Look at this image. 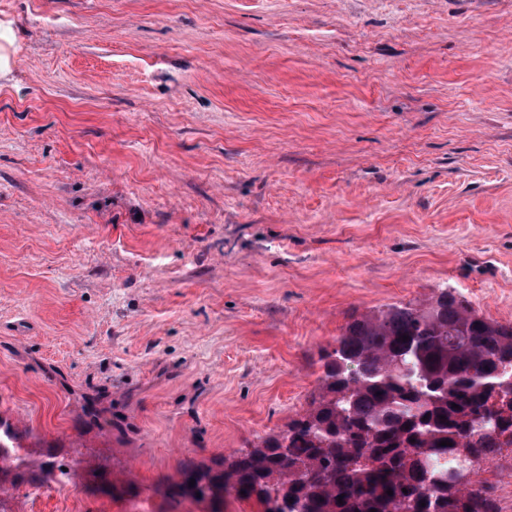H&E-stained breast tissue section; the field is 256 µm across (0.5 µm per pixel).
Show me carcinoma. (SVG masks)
<instances>
[{
  "mask_svg": "<svg viewBox=\"0 0 512 512\" xmlns=\"http://www.w3.org/2000/svg\"><path fill=\"white\" fill-rule=\"evenodd\" d=\"M320 361L317 392L285 430L184 465L167 497L229 494L263 512H501L474 476L512 448V323L442 288L422 306L351 315Z\"/></svg>",
  "mask_w": 512,
  "mask_h": 512,
  "instance_id": "cac0c4a2",
  "label": "carcinoma"
}]
</instances>
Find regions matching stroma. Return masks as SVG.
Returning a JSON list of instances; mask_svg holds the SVG:
<instances>
[{
	"label": "stroma",
	"instance_id": "1",
	"mask_svg": "<svg viewBox=\"0 0 512 512\" xmlns=\"http://www.w3.org/2000/svg\"><path fill=\"white\" fill-rule=\"evenodd\" d=\"M442 288L512 322V0H0V412L72 473L6 512L152 499Z\"/></svg>",
	"mask_w": 512,
	"mask_h": 512
}]
</instances>
